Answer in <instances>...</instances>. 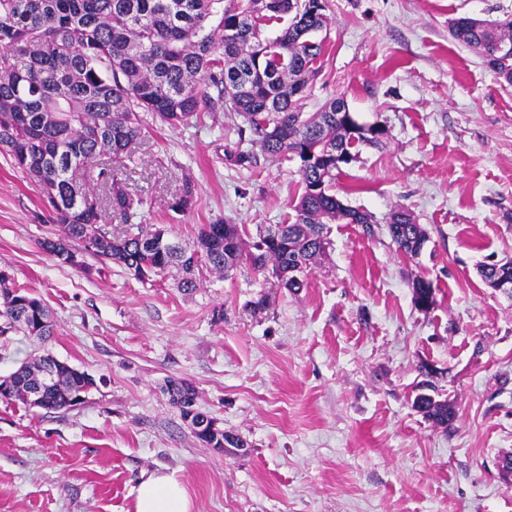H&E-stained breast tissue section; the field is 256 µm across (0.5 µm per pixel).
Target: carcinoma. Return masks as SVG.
Returning <instances> with one entry per match:
<instances>
[{
    "label": "carcinoma",
    "instance_id": "cac0c4a2",
    "mask_svg": "<svg viewBox=\"0 0 512 512\" xmlns=\"http://www.w3.org/2000/svg\"><path fill=\"white\" fill-rule=\"evenodd\" d=\"M0 0V153L38 186L61 233L42 248L62 264L79 253L112 262L138 280L150 282L172 267L185 273L183 290L199 288L205 268L226 278L250 265L271 272L291 293L306 286V275L326 251L329 225L370 226L372 216L345 205L332 192L343 168L356 160L362 139L336 118L331 100L318 112L303 111L302 100L323 51L316 34L327 27L323 0ZM288 20L274 38L270 23ZM451 37L480 54L499 78L512 85V18L454 19ZM217 112L244 118L250 142L273 160H298L301 193L293 215L268 237L265 249L249 245L236 224H202L196 245L170 235L165 225L134 224L142 206L117 178L113 164L148 133L146 115L171 127L189 125ZM347 159L336 162V150ZM241 168L257 164L251 150L227 151ZM193 188L183 185L167 202L175 213L188 210ZM115 214L119 231L101 227ZM399 252L413 258L427 235L407 210L387 221ZM0 273V334L20 330L45 341L54 322L41 299L10 286ZM94 379L75 372L50 354L12 373L1 401L31 407L27 393L41 390L43 407L64 410L82 401ZM168 393L191 432L209 418L197 405L195 388L169 382ZM413 408L444 429L456 418L453 403L421 392Z\"/></svg>",
    "mask_w": 512,
    "mask_h": 512
}]
</instances>
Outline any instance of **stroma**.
Listing matches in <instances>:
<instances>
[{
  "label": "stroma",
  "instance_id": "stroma-1",
  "mask_svg": "<svg viewBox=\"0 0 512 512\" xmlns=\"http://www.w3.org/2000/svg\"><path fill=\"white\" fill-rule=\"evenodd\" d=\"M324 3L304 109L341 97L386 134L333 188L373 227L332 224L298 293L247 265L186 293L175 270L145 283L89 256L58 263L40 246L58 227L38 187L0 156V268L56 323L44 344L0 335V375L48 352L95 381L67 410L0 401V512H136L152 473L179 480L193 512H512V475L497 467L512 453V298L479 275L512 260V86L449 34L457 17L505 19L512 0ZM242 125L231 112L154 123L117 166L144 201L137 221L187 243L225 219L251 241L283 223L298 165H230L226 150L251 146ZM186 182L192 207L168 211ZM401 207L428 236L412 259L387 232ZM416 278L435 288L429 309ZM172 379L243 447L200 443ZM428 379L455 406L448 428L412 406Z\"/></svg>",
  "mask_w": 512,
  "mask_h": 512
}]
</instances>
